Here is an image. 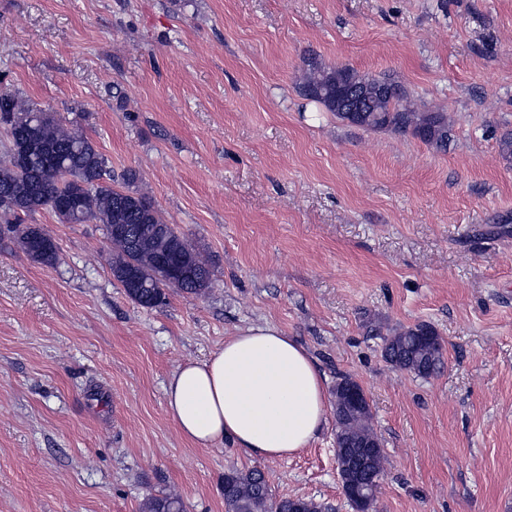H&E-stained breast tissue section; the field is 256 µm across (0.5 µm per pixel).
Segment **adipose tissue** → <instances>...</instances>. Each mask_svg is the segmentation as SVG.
Here are the masks:
<instances>
[{
	"mask_svg": "<svg viewBox=\"0 0 512 512\" xmlns=\"http://www.w3.org/2000/svg\"><path fill=\"white\" fill-rule=\"evenodd\" d=\"M165 393L181 435L197 447L228 442L284 459L326 426L323 374L303 345L270 325L241 329L207 360L179 365Z\"/></svg>",
	"mask_w": 512,
	"mask_h": 512,
	"instance_id": "obj_1",
	"label": "adipose tissue"
}]
</instances>
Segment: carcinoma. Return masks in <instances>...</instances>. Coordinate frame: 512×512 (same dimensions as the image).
I'll list each match as a JSON object with an SVG mask.
<instances>
[{"instance_id": "obj_1", "label": "carcinoma", "mask_w": 512, "mask_h": 512, "mask_svg": "<svg viewBox=\"0 0 512 512\" xmlns=\"http://www.w3.org/2000/svg\"><path fill=\"white\" fill-rule=\"evenodd\" d=\"M358 85L368 92L365 112H347L337 92ZM301 91L336 118L367 130L410 134L436 150L448 146V116L420 112L407 101L401 86L389 79L362 76L349 67H329L309 59ZM0 125L8 144L0 153V239L9 236L35 261L51 266L57 248L47 239L38 246V227L20 232L25 218L49 208L64 224H100L110 245L108 263L113 277L124 282L130 265L140 271L145 287L126 291L138 305L163 304L166 291L200 295L212 287V270L201 252L163 219L148 195L131 187L136 175L123 178L124 187H112L106 156L75 127H68L13 94H0ZM383 357L393 367L428 379L445 367L441 338L428 323L402 328L384 340ZM360 385L350 378L336 383V463L340 478L351 475L361 459L371 456L362 482L381 478L384 453L370 425L369 405L346 408L344 393ZM227 512H331L332 506L307 498L273 497L258 470L224 474ZM141 512H185L181 499L167 495L147 497Z\"/></svg>"}]
</instances>
